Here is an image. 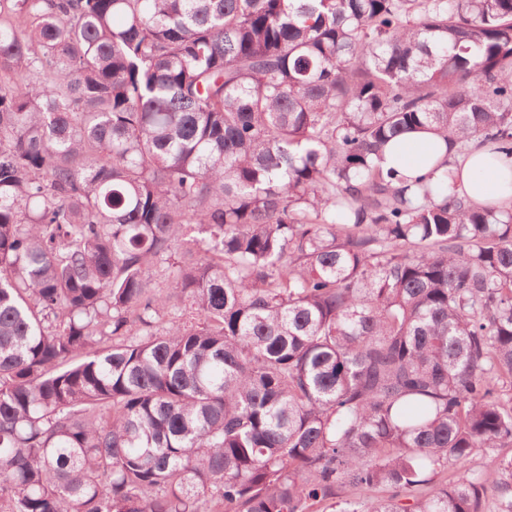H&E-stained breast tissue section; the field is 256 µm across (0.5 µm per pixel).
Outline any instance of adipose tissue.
I'll list each match as a JSON object with an SVG mask.
<instances>
[{
  "instance_id": "obj_1",
  "label": "adipose tissue",
  "mask_w": 512,
  "mask_h": 512,
  "mask_svg": "<svg viewBox=\"0 0 512 512\" xmlns=\"http://www.w3.org/2000/svg\"><path fill=\"white\" fill-rule=\"evenodd\" d=\"M488 148L472 142L468 155L449 166L448 180L458 192L479 205H512V155L498 154L495 167L487 165ZM442 137L428 130H413L393 140L380 164L409 177L424 176L443 159Z\"/></svg>"
}]
</instances>
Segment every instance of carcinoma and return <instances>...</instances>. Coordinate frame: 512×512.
<instances>
[{
    "mask_svg": "<svg viewBox=\"0 0 512 512\" xmlns=\"http://www.w3.org/2000/svg\"><path fill=\"white\" fill-rule=\"evenodd\" d=\"M410 129L512 154V0H0V512H512V206ZM442 137L428 130H413L393 140L384 151L379 164L395 168L407 177L424 176L443 159Z\"/></svg>",
    "mask_w": 512,
    "mask_h": 512,
    "instance_id": "carcinoma-1",
    "label": "carcinoma"
}]
</instances>
